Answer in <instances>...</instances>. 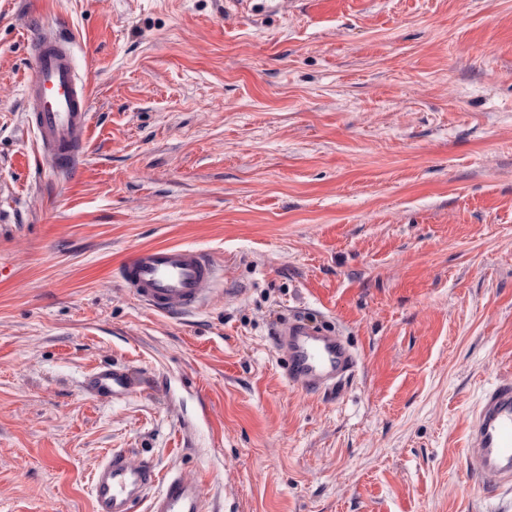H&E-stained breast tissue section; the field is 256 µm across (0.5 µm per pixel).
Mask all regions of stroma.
<instances>
[{
  "instance_id": "1",
  "label": "stroma",
  "mask_w": 512,
  "mask_h": 512,
  "mask_svg": "<svg viewBox=\"0 0 512 512\" xmlns=\"http://www.w3.org/2000/svg\"><path fill=\"white\" fill-rule=\"evenodd\" d=\"M92 89L75 174L24 112L28 20ZM204 250L197 312L119 288L134 249ZM300 311L360 358L290 387ZM155 394L93 396L100 367ZM512 375V0H0V512H94L125 448L218 512H512L466 469Z\"/></svg>"
}]
</instances>
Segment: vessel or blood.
<instances>
[{
    "label": "vessel or blood",
    "instance_id": "1",
    "mask_svg": "<svg viewBox=\"0 0 512 512\" xmlns=\"http://www.w3.org/2000/svg\"><path fill=\"white\" fill-rule=\"evenodd\" d=\"M33 75L23 95L29 125L40 147L60 170L74 172L86 143L91 97L74 65L72 41L34 28L28 41ZM121 288L150 310L185 314L209 297L215 263L203 251L154 245L135 249L116 269ZM274 344L285 358L290 386L305 393L335 389L355 373V354L330 326L294 316L279 323ZM100 395L138 391L135 378L118 368H101L91 379ZM465 459L474 481L493 478L512 487V378L500 380L482 394L470 426ZM95 512H206L198 481L178 475L160 476L148 460H134L125 450L108 453L92 479Z\"/></svg>",
    "mask_w": 512,
    "mask_h": 512
}]
</instances>
